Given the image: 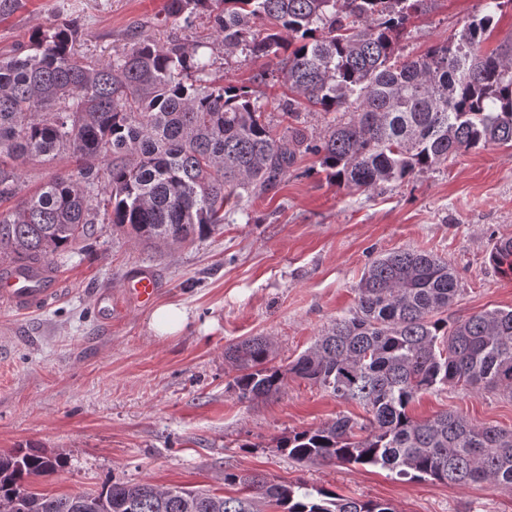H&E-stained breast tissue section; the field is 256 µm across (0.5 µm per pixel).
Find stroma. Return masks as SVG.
Instances as JSON below:
<instances>
[{
	"label": "stroma",
	"instance_id": "obj_1",
	"mask_svg": "<svg viewBox=\"0 0 512 512\" xmlns=\"http://www.w3.org/2000/svg\"><path fill=\"white\" fill-rule=\"evenodd\" d=\"M480 0H430L411 19L401 45L418 56L476 14ZM165 0H7L0 9V58L25 50L35 29L76 21L81 54L111 58L128 32L167 40L209 36L206 16L192 27L165 22ZM225 81L260 70L268 118L285 127L288 91L276 66L218 53ZM512 238V147L492 145L449 157L401 184L362 192L329 181L317 156L298 157L276 188L227 213L222 229L183 245L149 244L100 224L84 247L55 257L61 291L38 312L0 311V452L33 446L65 465L36 477L49 494L94 492L108 480L214 490L225 472L306 482L352 498L391 503L397 512H512V490L409 481L354 465L302 464L278 438L360 414L319 385L288 375L278 395L240 401L224 350L251 336L272 342L285 368L355 305L364 267L398 249L448 260L459 292L448 314L466 317L512 307V274L495 266L499 240ZM151 270L153 307L185 308L181 330L162 336L123 290ZM111 290V324L96 312ZM456 411L478 424L512 429V397L446 386L411 407L417 418Z\"/></svg>",
	"mask_w": 512,
	"mask_h": 512
}]
</instances>
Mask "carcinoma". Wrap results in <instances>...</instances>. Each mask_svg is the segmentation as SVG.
I'll use <instances>...</instances> for the list:
<instances>
[{
  "label": "carcinoma",
  "mask_w": 512,
  "mask_h": 512,
  "mask_svg": "<svg viewBox=\"0 0 512 512\" xmlns=\"http://www.w3.org/2000/svg\"><path fill=\"white\" fill-rule=\"evenodd\" d=\"M425 0H167L166 18L208 15L227 54L277 59L299 109L333 115L315 140L278 132L246 85L216 74L211 43L161 42L132 32L110 61L77 52L63 23L30 36L28 53L0 59V200L16 195L26 160L66 154L77 167L0 212V263L69 252L97 224L150 242L204 240L224 208L274 188L297 156L319 157L349 188L402 183L448 156L512 147V44L481 55L500 0H483L461 30L418 56L398 43ZM458 293L448 260L398 250L364 268L350 315L323 330L286 369L252 336L225 349L238 398L276 395L288 374L311 381L368 417L333 421L282 438L300 463L380 467L412 480L512 489V430L452 411L416 419L422 394L454 385L512 395V307L451 319ZM64 465L37 448L0 454V512H395L304 482L224 473L241 496L149 482L105 483L95 493L32 491L28 480Z\"/></svg>",
  "instance_id": "cac0c4a2"
}]
</instances>
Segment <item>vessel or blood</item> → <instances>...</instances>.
I'll return each mask as SVG.
<instances>
[{"instance_id":"vessel-or-blood-1","label":"vessel or blood","mask_w":512,"mask_h":512,"mask_svg":"<svg viewBox=\"0 0 512 512\" xmlns=\"http://www.w3.org/2000/svg\"><path fill=\"white\" fill-rule=\"evenodd\" d=\"M59 277L54 267L18 263L0 274V304L24 312L43 308L56 291ZM127 294L141 306L153 303L158 282L151 271L136 273L125 282Z\"/></svg>"}]
</instances>
